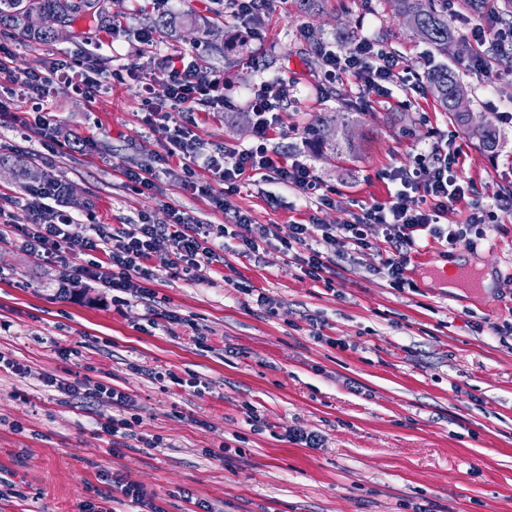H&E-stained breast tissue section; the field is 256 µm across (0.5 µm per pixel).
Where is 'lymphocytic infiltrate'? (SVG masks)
<instances>
[{
    "mask_svg": "<svg viewBox=\"0 0 512 512\" xmlns=\"http://www.w3.org/2000/svg\"><path fill=\"white\" fill-rule=\"evenodd\" d=\"M140 34L142 43L152 51L149 66L155 79L143 83L137 70L127 71L126 77L143 85L148 123L160 121L172 127L167 155L179 159L183 167L182 190L207 193L215 209L228 212V222L197 224L175 209L166 224L155 223L147 215L141 216L132 234L113 232L107 225L96 223L86 225L84 231L78 233L72 229L77 222L74 214L58 207L56 179L47 178L28 189L19 213H8L0 208V240L21 236L27 253L35 262L60 265L59 291L64 296L90 288H106L114 291L113 301L121 305L130 297L147 298L151 294L147 283L155 276L148 262L161 242L169 245L162 264L176 273L195 271L211 263L218 250L223 249L229 227H236V236L246 255L258 250L260 241L278 237L276 225L254 224L249 212L229 209L224 201L225 191H237L247 173H275L281 183L319 206L330 207L335 203L333 188L324 186L310 165L287 158L267 146L275 113L290 94L285 79L261 81L251 93L247 110L255 133L252 146L242 150L220 147L209 151L203 148L195 133L190 114L200 105L211 112L224 110L219 77L199 66L197 53L155 51L153 29H141ZM315 49L322 61L324 84L332 85L350 76L357 82L363 98L379 101L391 98L392 86L397 82L409 91L419 88L403 62L384 45L369 38L352 41L342 51L324 42L317 43ZM12 58V49L0 43V79L11 86L8 96H0V119L16 120V111L22 103L35 102L29 129L44 149H51L54 97L62 92L94 97L101 86L102 72L91 57L82 58L74 65L51 62L44 73L15 69L11 65ZM460 157V151L448 150L442 141L436 140L421 148L413 168L391 169L387 178L397 183L398 188L387 201L361 206L345 223L323 225L322 240L327 249L312 250L310 256L305 257L308 275L313 280H321L330 270L327 252L340 254L368 245V230L374 227L383 236L382 267L393 287L401 288L407 283L404 273L409 255L423 235H430L451 247L467 242L469 233L486 235L492 221L488 210L473 212L457 225L445 227L439 223L441 214L466 192L458 176ZM93 395L109 400L115 410L114 415L100 422L101 428L111 434L113 446H120L125 439L134 437L139 421L125 416L134 405L130 394L100 384ZM117 503L131 505L139 512H158L144 499L139 486L120 474L113 476L111 490L99 492L97 501L80 504L79 512H113Z\"/></svg>",
    "mask_w": 512,
    "mask_h": 512,
    "instance_id": "obj_1",
    "label": "lymphocytic infiltrate"
}]
</instances>
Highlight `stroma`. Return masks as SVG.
Masks as SVG:
<instances>
[{"label": "stroma", "instance_id": "1", "mask_svg": "<svg viewBox=\"0 0 512 512\" xmlns=\"http://www.w3.org/2000/svg\"><path fill=\"white\" fill-rule=\"evenodd\" d=\"M104 8L110 25L55 23L41 41L0 29L15 67L43 71L92 54L104 80L95 99L57 97L55 150L0 123V153L61 176L72 213L95 211L120 231H134L143 213L165 222L171 205L223 223L206 198L179 189L177 160L156 163L172 129L148 126L139 87L118 79L147 60L138 31L156 13L153 0H104ZM168 11L179 23L157 28L158 48L200 50L201 64L223 81L225 112L195 115L205 148L251 146L244 106L252 89L288 80L269 145L311 165L336 189L335 204L318 208L271 173L244 178L228 204L278 225L279 238L243 256L228 237L223 261L191 274L158 269L150 307L115 304L105 288L60 298L58 266L33 263L21 238L0 241V355L23 368H0V512H78L116 473L161 512H190L188 493L212 512H512V124L498 120L512 109V75L489 55L499 78L488 87L467 69L468 53L448 49L475 123L500 132L498 151L487 153L429 94L406 110L399 87L380 103L361 99L351 77L320 86L311 29L339 48L374 39L420 69L427 45L402 24L395 0H320L312 14L300 0H278L259 41L211 0H170ZM325 119L353 151L309 135ZM434 135L461 150L458 176L474 187L442 221L493 205L484 238L452 249L422 242L402 288L391 286L374 247L333 257L324 281L284 254L289 225H306L297 248L304 255L323 249L322 225L385 201L394 186L384 172L412 165ZM149 163L155 186L137 192L123 172ZM424 251L442 263L465 259L493 284L449 291L421 262ZM261 295L267 304H258ZM151 368L169 379L150 378ZM51 374L130 393L139 433L159 438V447L132 439L111 455L112 437L97 424L112 415L111 403L61 394L46 386ZM297 430L316 435L317 445L297 441Z\"/></svg>", "mask_w": 512, "mask_h": 512}]
</instances>
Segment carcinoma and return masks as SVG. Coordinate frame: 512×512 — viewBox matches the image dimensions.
<instances>
[{"mask_svg": "<svg viewBox=\"0 0 512 512\" xmlns=\"http://www.w3.org/2000/svg\"><path fill=\"white\" fill-rule=\"evenodd\" d=\"M398 13L405 26L420 36L441 55L448 54L452 39L448 24V0H397ZM98 0H0V26L20 29L30 37L43 38L50 29L37 30L27 24L28 16L37 14L45 21L84 19L90 23L103 19V8ZM429 92L440 108L456 122L466 125L469 121L467 89L459 74L446 64H436L426 72ZM499 146L497 128L488 125L480 132V147L488 152Z\"/></svg>", "mask_w": 512, "mask_h": 512, "instance_id": "carcinoma-1", "label": "carcinoma"}]
</instances>
